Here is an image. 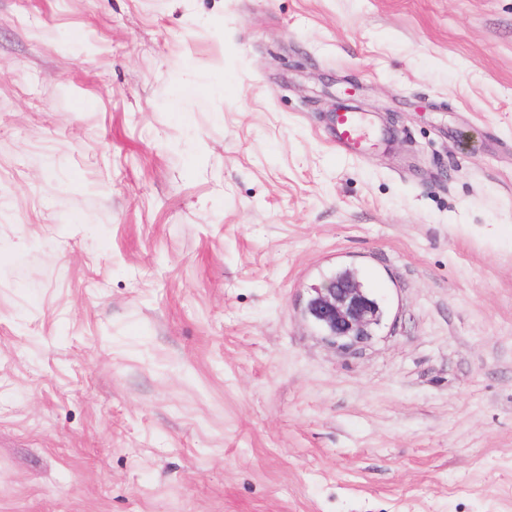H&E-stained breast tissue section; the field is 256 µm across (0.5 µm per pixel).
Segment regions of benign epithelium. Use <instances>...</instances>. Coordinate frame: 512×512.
Here are the masks:
<instances>
[{
  "mask_svg": "<svg viewBox=\"0 0 512 512\" xmlns=\"http://www.w3.org/2000/svg\"><path fill=\"white\" fill-rule=\"evenodd\" d=\"M303 315L326 343L351 351L372 338L384 310L359 280L331 275L310 288Z\"/></svg>",
  "mask_w": 512,
  "mask_h": 512,
  "instance_id": "7a95c632",
  "label": "benign epithelium"
}]
</instances>
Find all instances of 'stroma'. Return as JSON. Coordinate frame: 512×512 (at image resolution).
I'll use <instances>...</instances> for the list:
<instances>
[{
	"label": "stroma",
	"mask_w": 512,
	"mask_h": 512,
	"mask_svg": "<svg viewBox=\"0 0 512 512\" xmlns=\"http://www.w3.org/2000/svg\"><path fill=\"white\" fill-rule=\"evenodd\" d=\"M0 512H512V0H0ZM345 108L341 102H337L330 112V119L336 112ZM336 147L340 152L358 153L363 149L365 142V129L363 120L350 113H336V120L332 126ZM337 273H354L345 268ZM310 288L303 315L323 336L326 343L340 350H356L373 336L384 310L362 282L353 278H337L336 274Z\"/></svg>",
	"instance_id": "35a3bbf8"
}]
</instances>
